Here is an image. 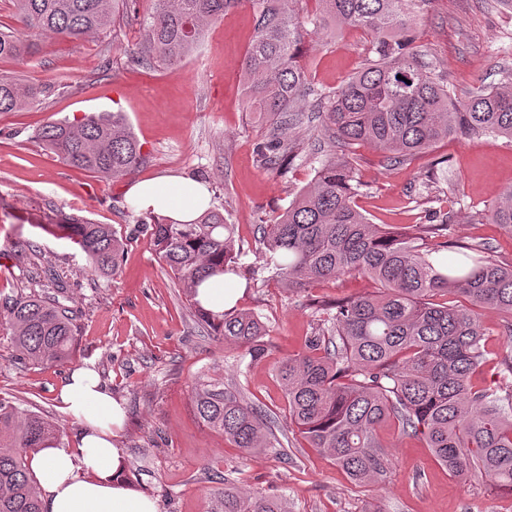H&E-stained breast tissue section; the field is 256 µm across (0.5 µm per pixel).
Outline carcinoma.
<instances>
[{"label":"carcinoma","mask_w":512,"mask_h":512,"mask_svg":"<svg viewBox=\"0 0 512 512\" xmlns=\"http://www.w3.org/2000/svg\"><path fill=\"white\" fill-rule=\"evenodd\" d=\"M300 0H155L145 27L148 57L168 65L197 48L204 29L224 12L247 3L254 30L244 58L247 108L274 125L257 146L265 165L284 170L300 157L294 130L308 118L306 98L320 96L300 65L307 35ZM314 27L329 20L371 36V55L318 114L333 139L314 180L272 224L257 228L268 268L290 291L341 276L367 278L377 291L314 308L315 332L306 350L278 366L288 407V427L325 455L357 485L381 486L390 458L379 430L397 425L420 436L448 473L463 481L490 476L512 494V380L477 386L488 362L479 311L503 314L501 335L512 340V267L495 261L484 243L441 240L454 210H438L436 223L412 236L372 223L357 207L355 170L336 159L355 145H371L401 164L455 135L490 134L512 140V73L477 89L467 101L452 99L413 51L411 24L425 0H313ZM23 29L0 28V61L22 60L39 38L107 35L114 16L133 0H10ZM40 84L0 73V113L36 103ZM36 139L71 168L122 178L148 161L122 112L91 113L79 121L43 125ZM484 218L512 235V188L496 194ZM160 260L193 301V316L224 344L265 356V324L253 314L215 315L195 300L196 288L216 273L236 272L233 224L218 209L179 224L136 220ZM88 260L87 273L115 274L123 240L109 224L63 216L55 225ZM456 294L467 304L437 301ZM69 288L51 281L0 302V324L15 359L62 364L79 335L80 312ZM192 403L201 422L247 454L273 450L288 459L275 434L278 418L247 401L238 383L199 380ZM62 440L37 412L0 398V512H43L28 452ZM212 512H288L282 495L246 489L224 479Z\"/></svg>","instance_id":"1"}]
</instances>
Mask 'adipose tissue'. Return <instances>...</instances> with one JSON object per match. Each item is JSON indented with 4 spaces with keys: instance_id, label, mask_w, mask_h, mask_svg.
<instances>
[{
    "instance_id": "ef3b65f1",
    "label": "adipose tissue",
    "mask_w": 512,
    "mask_h": 512,
    "mask_svg": "<svg viewBox=\"0 0 512 512\" xmlns=\"http://www.w3.org/2000/svg\"><path fill=\"white\" fill-rule=\"evenodd\" d=\"M126 197L139 211L193 223L210 206L206 184L161 176L129 185ZM243 291L236 276L214 275L197 290L200 306L214 314L232 308ZM65 413L83 423L75 442L39 450L28 464L36 475L46 512H157L155 501L129 488L122 479L125 462L115 443L124 413L101 388L93 366L72 371L59 392Z\"/></svg>"
}]
</instances>
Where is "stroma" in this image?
Instances as JSON below:
<instances>
[{
	"label": "stroma",
	"mask_w": 512,
	"mask_h": 512,
	"mask_svg": "<svg viewBox=\"0 0 512 512\" xmlns=\"http://www.w3.org/2000/svg\"><path fill=\"white\" fill-rule=\"evenodd\" d=\"M153 0L118 17L108 37L40 40L22 61L0 62V73L48 84L31 108L0 114V298L25 285L30 271L52 263L71 285L82 312L80 334L67 363L33 365L0 347V396L17 401L73 440L80 425L57 395L79 364L95 365L101 384L125 412L117 440L124 479L157 504L158 512H211L217 477L245 480L285 494L291 512H512V494L491 479L461 483L449 476L419 439L396 426L380 429L390 474L379 488L358 486L329 459L290 435L287 459L250 456L199 423L191 392L203 376L241 384L255 405L284 415L277 366L302 352L313 328L309 301H333L373 291L372 282L342 276L291 292L270 280L257 227L272 223L314 179L328 134L320 122L299 130L305 153L287 175L262 165L257 143L270 126H257L244 108L240 71L253 35L249 6L229 9L210 25L198 48L176 65L140 59ZM413 49L458 101L512 71V10L499 0H426L414 26ZM370 46L360 31L308 36L302 64L312 86L336 91L360 68ZM121 111L149 161L134 174L104 179L70 168L36 139L46 122L87 113ZM361 185L355 197L372 223L401 231L428 223L432 211L454 209L450 239L483 242L512 265V235L478 221L502 188L512 186V142L492 135L453 136L394 165L368 146L356 147ZM452 180L432 189L423 181L437 159ZM159 176L209 185L212 204L238 227L237 264L246 288L240 310L254 312L270 334L268 351L250 362L192 319L190 301L150 238L136 232L137 210L128 186ZM66 214L114 226L126 241L117 273L91 278L87 260L69 241L43 232Z\"/></svg>",
	"instance_id": "1"
}]
</instances>
